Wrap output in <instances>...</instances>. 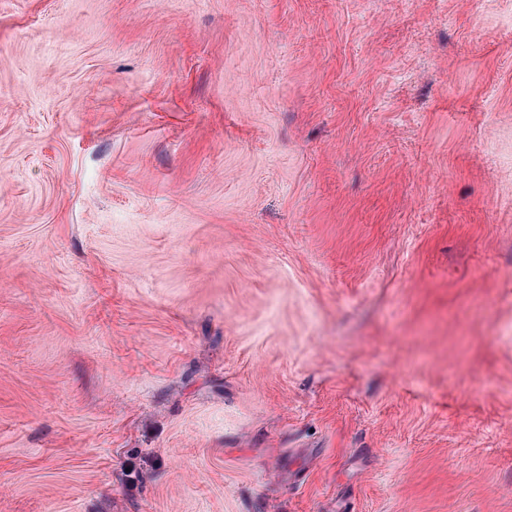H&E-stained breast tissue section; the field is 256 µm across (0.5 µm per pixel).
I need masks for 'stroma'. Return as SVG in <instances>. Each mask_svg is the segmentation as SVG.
<instances>
[{"label":"stroma","mask_w":512,"mask_h":512,"mask_svg":"<svg viewBox=\"0 0 512 512\" xmlns=\"http://www.w3.org/2000/svg\"><path fill=\"white\" fill-rule=\"evenodd\" d=\"M0 512H512V0H0Z\"/></svg>","instance_id":"35a3bbf8"}]
</instances>
